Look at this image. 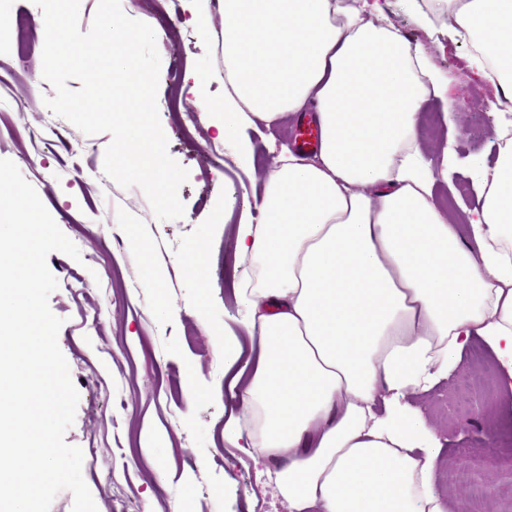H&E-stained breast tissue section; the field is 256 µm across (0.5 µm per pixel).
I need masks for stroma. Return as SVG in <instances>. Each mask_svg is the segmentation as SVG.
<instances>
[{
  "mask_svg": "<svg viewBox=\"0 0 512 512\" xmlns=\"http://www.w3.org/2000/svg\"><path fill=\"white\" fill-rule=\"evenodd\" d=\"M380 5L411 49L428 56L448 84L447 101L428 105L417 133L429 156L448 136L460 150L459 180L437 183L435 192L453 218H463L469 207L460 187L477 191L468 157L495 161L499 96L471 68L469 44L449 38L447 17L422 27L405 0ZM123 7L130 18L181 34V45L157 43V105L168 152L190 172L179 189L182 218H156L140 188H122L105 175L109 134H84L45 106L55 90L42 76L43 33H32L24 59L0 48V159L17 165L81 254L77 261L58 251L47 257L58 281L49 306L63 320L58 344L79 393L65 440L83 451L82 474L98 512H146L150 506L173 512L188 490L195 512H289L263 466L221 438L224 361L212 342L215 333L238 332L243 308L226 272L237 223L218 224L211 215L223 208L226 195L240 199L262 192L281 149L294 147L300 123L247 129L255 167H242L199 106L203 98H224L222 14L211 10V34L204 38L191 22L189 0H124ZM196 73L212 80L194 94ZM55 131L68 144L51 153L42 140ZM199 241L208 245L200 279L183 263ZM147 267L159 290L141 287L138 275ZM160 293L169 303L163 318L155 311ZM410 403L443 447L435 476L441 497L466 499L470 512H512V379L502 376L494 353L473 339L452 376ZM146 418L164 430L171 449L130 450V437ZM478 453L488 461L476 481L453 480L458 459ZM170 456L176 475L157 484L152 467Z\"/></svg>",
  "mask_w": 512,
  "mask_h": 512,
  "instance_id": "stroma-1",
  "label": "stroma"
}]
</instances>
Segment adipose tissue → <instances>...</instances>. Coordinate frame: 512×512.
<instances>
[{
  "label": "adipose tissue",
  "mask_w": 512,
  "mask_h": 512,
  "mask_svg": "<svg viewBox=\"0 0 512 512\" xmlns=\"http://www.w3.org/2000/svg\"><path fill=\"white\" fill-rule=\"evenodd\" d=\"M471 66L500 89L494 165L469 168L482 202L466 231L433 188L418 116L439 71L353 0H220L224 99L206 104L238 144L254 121L312 115L313 157L284 150L241 209L234 292L256 350L219 334L225 443L263 463L291 512H469L434 488L442 446L407 396L432 389L481 338L512 378V0H443Z\"/></svg>",
  "instance_id": "adipose-tissue-1"
}]
</instances>
